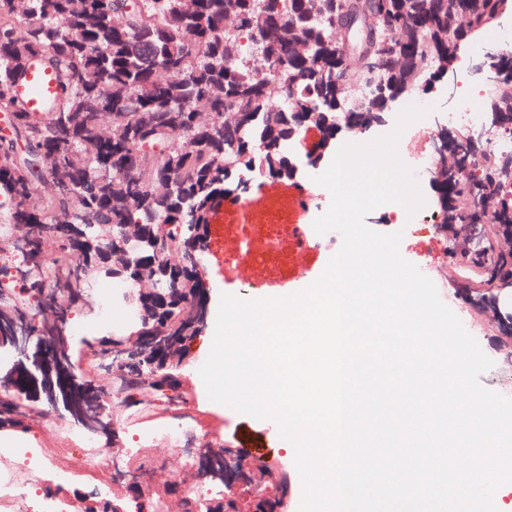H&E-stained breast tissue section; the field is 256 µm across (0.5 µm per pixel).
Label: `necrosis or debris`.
<instances>
[{"instance_id": "4bbe7bcc", "label": "necrosis or debris", "mask_w": 512, "mask_h": 512, "mask_svg": "<svg viewBox=\"0 0 512 512\" xmlns=\"http://www.w3.org/2000/svg\"><path fill=\"white\" fill-rule=\"evenodd\" d=\"M434 142L433 130L416 126L400 136L398 154L412 170L434 166L438 163ZM38 419L37 433L24 441L22 448H0V512H20L19 506L26 501L30 487H41L44 480L62 486L80 476H94L96 468L101 466L107 473L104 498H111L113 488L120 484L142 482L143 468L134 469L127 464L132 449L115 448L110 443L100 442L87 432L66 425L64 419L46 409L39 410ZM59 429L65 432L66 444L81 448L80 456L66 460L46 453L51 435ZM197 435L195 421L177 412L166 423L143 429L138 442L144 448L162 447L173 451L184 462V469L177 478L185 492L203 498L207 490L194 476L202 454V447L196 442Z\"/></svg>"}]
</instances>
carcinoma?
<instances>
[{
  "mask_svg": "<svg viewBox=\"0 0 512 512\" xmlns=\"http://www.w3.org/2000/svg\"><path fill=\"white\" fill-rule=\"evenodd\" d=\"M512 0H0V111L11 134L0 140V223L25 230L20 253L33 273L11 306L0 307V337L57 348L60 325L101 277L121 288L139 280V351L120 405L177 383L176 357L196 333L206 291L187 261L191 233L241 174L290 178L288 144L305 127L328 131L346 115L377 114L393 97L448 75L462 44ZM56 78L48 111L16 93L35 62ZM488 96L490 128L512 133V46L496 61ZM452 157L438 173L443 233L475 224L480 247L457 251L460 288L512 279V152L489 169L475 165L487 138L437 132ZM56 311L41 327L27 299ZM0 402V428L25 431L22 401ZM64 405L95 415L98 390L56 381ZM267 495L226 492L181 497L182 512H283L286 477L261 466ZM159 493L93 500L82 512H156Z\"/></svg>",
  "mask_w": 512,
  "mask_h": 512,
  "instance_id": "carcinoma-1",
  "label": "carcinoma"
}]
</instances>
